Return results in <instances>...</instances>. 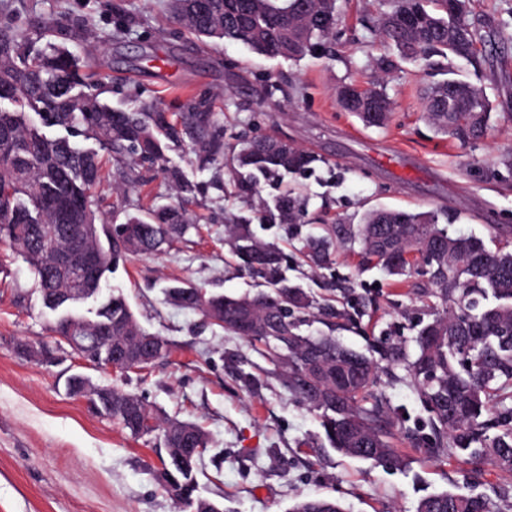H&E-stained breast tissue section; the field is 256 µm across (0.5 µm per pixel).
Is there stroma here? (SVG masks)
<instances>
[{
    "instance_id": "obj_1",
    "label": "stroma",
    "mask_w": 512,
    "mask_h": 512,
    "mask_svg": "<svg viewBox=\"0 0 512 512\" xmlns=\"http://www.w3.org/2000/svg\"><path fill=\"white\" fill-rule=\"evenodd\" d=\"M167 0H67V23L104 37L95 63L101 98L115 107L155 101L170 109L218 98L224 126L238 139L272 135L318 157L311 169L261 182L270 199L294 189L310 226L358 223L373 206L457 214L451 229L490 248L512 246V42L495 44L480 69L456 62V78L481 86L492 106L486 136L462 148L438 134L424 114L422 63L394 60L376 35L389 0H337L329 51L294 62L225 42L205 46L169 19ZM481 31L512 33V0H473ZM279 92L268 95L270 84ZM344 83L383 86L394 102L389 124L365 127L337 103ZM167 163L206 186L198 195L205 223L151 255L110 274L141 324L170 343L168 360L124 375L72 352L54 358L52 314L34 290L22 257L0 245V512H179L155 483L166 452L155 437L135 440L111 416L70 395L74 373L118 385L158 413L199 424L210 437L198 482L224 512H288L295 500L341 501L347 512H415L423 496L463 489L460 463L430 455L410 436L430 432L428 414L404 378L418 330L433 317L419 276L393 277L363 267L350 251L311 268L294 228L265 231L288 257L291 283L335 306L334 334L371 354L394 379H382L386 410L400 437L402 466H373L343 457L324 441L314 412L298 404L274 366L245 339L171 305L165 289L189 280L211 293L257 291L224 243L228 217L251 216L246 197L213 182L194 154L168 150ZM26 344V357L16 350ZM399 346L403 362L385 354ZM258 381L244 384L240 372Z\"/></svg>"
}]
</instances>
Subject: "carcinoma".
Segmentation results:
<instances>
[{"instance_id":"cac0c4a2","label":"carcinoma","mask_w":512,"mask_h":512,"mask_svg":"<svg viewBox=\"0 0 512 512\" xmlns=\"http://www.w3.org/2000/svg\"><path fill=\"white\" fill-rule=\"evenodd\" d=\"M17 0H0V242L28 263L45 308L61 323L112 324V339L136 347L148 336L120 295L112 304L77 310L55 301L58 290L99 288L107 274L132 256L151 254L196 228L195 185L175 167L161 174L173 193L169 204L124 211V221L95 206L106 160L127 170L113 188L122 201L138 183L137 169L162 160L163 151L189 139L191 150L216 172L229 168L235 193L253 195L263 224H302L305 212L293 191L271 200L259 195L260 180L303 171L315 155L274 136L245 140L224 159V113L209 100L168 112L153 103L118 110L100 100L101 77L68 42L97 51L100 38L74 24L18 25ZM171 19L196 40L248 46L260 55L298 61L327 46L336 25V0H210L201 13L195 0H169ZM470 0H390L377 27L381 45L402 60L421 61L444 79L428 85L426 118L437 133L461 145L483 138L491 108L482 88L449 78L455 62L480 63L486 42L469 21ZM340 106L367 127L385 126L393 102L384 88L337 90ZM60 133L50 135L46 130ZM92 141L93 147L81 145ZM227 243L248 276L263 280L253 295L209 293L190 281L165 289L166 300L200 312L211 324L246 339L283 370L291 397L318 414L324 438L342 455L372 465H399L393 422L378 396L380 367L342 346L334 336L305 333L310 310L335 325L336 308L315 306L309 292L291 283L283 251L255 235L249 221L225 225ZM359 245L363 265L390 276L425 277L436 299L434 318L418 330V354L406 364L410 383L429 415L432 437L421 442L433 455L446 453L470 466L475 482L484 467L512 472V251L490 249L483 239L454 235L434 212L370 208L358 224L325 225L303 239L317 266L338 250ZM78 250L99 252L97 277L86 278L74 262ZM489 301L481 307L475 297ZM112 419L133 439L162 433L167 459L158 485L181 512H217L198 493L199 465L209 445L206 431L191 421L159 416L137 395L115 385ZM499 409L494 423L485 419ZM503 431L492 437L490 427ZM289 512H346L333 498L305 497ZM416 512H494L482 493L445 491L419 499Z\"/></svg>"}]
</instances>
